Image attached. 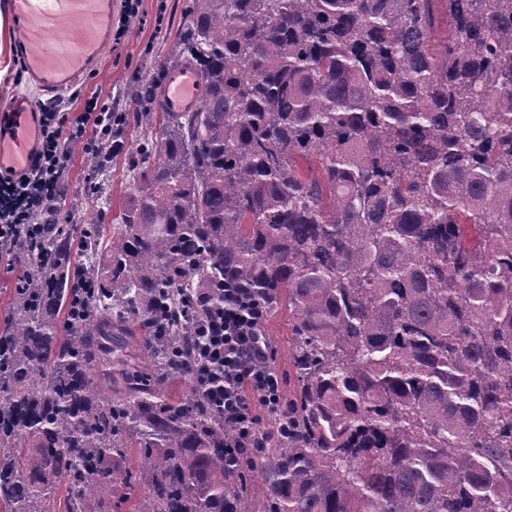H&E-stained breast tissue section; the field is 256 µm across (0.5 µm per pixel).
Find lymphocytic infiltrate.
<instances>
[{
  "instance_id": "lymphocytic-infiltrate-1",
  "label": "lymphocytic infiltrate",
  "mask_w": 512,
  "mask_h": 512,
  "mask_svg": "<svg viewBox=\"0 0 512 512\" xmlns=\"http://www.w3.org/2000/svg\"><path fill=\"white\" fill-rule=\"evenodd\" d=\"M123 119L108 97L86 99L74 117L54 104L42 107L39 147L29 168L0 174V259L8 266L21 264L20 238L37 236L36 213L65 188L66 143L79 141L90 149L107 138L113 150H121L122 141L112 133ZM223 293V303L198 328L194 381L201 399L232 425L234 438L224 454L235 458L252 448L265 428L278 424L283 378L267 346V309L241 289L227 287Z\"/></svg>"
}]
</instances>
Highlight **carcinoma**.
Wrapping results in <instances>:
<instances>
[{"label":"carcinoma","mask_w":512,"mask_h":512,"mask_svg":"<svg viewBox=\"0 0 512 512\" xmlns=\"http://www.w3.org/2000/svg\"><path fill=\"white\" fill-rule=\"evenodd\" d=\"M185 62L195 111L127 93L110 237L53 203L21 244L0 512H512V0H196ZM226 281L288 309L253 463L191 371Z\"/></svg>","instance_id":"cac0c4a2"}]
</instances>
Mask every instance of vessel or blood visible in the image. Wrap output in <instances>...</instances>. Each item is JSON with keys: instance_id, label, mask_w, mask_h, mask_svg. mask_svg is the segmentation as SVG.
Listing matches in <instances>:
<instances>
[{"instance_id": "obj_1", "label": "vessel or blood", "mask_w": 512, "mask_h": 512, "mask_svg": "<svg viewBox=\"0 0 512 512\" xmlns=\"http://www.w3.org/2000/svg\"><path fill=\"white\" fill-rule=\"evenodd\" d=\"M16 54L31 82L51 97L74 88L98 66L111 38L110 0H12ZM77 26L61 32L63 19ZM200 75L187 66L169 72L159 100L162 111L195 110ZM40 109L25 93L0 104V171L26 169L40 137Z\"/></svg>"}]
</instances>
